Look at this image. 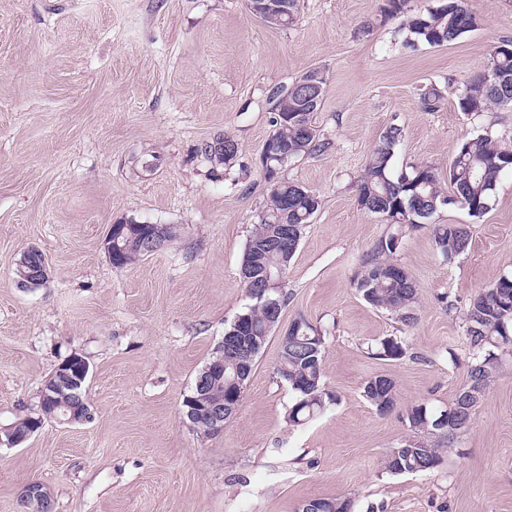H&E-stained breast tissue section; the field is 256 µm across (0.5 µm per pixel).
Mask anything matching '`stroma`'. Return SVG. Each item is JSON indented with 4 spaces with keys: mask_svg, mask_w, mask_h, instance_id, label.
<instances>
[{
    "mask_svg": "<svg viewBox=\"0 0 512 512\" xmlns=\"http://www.w3.org/2000/svg\"><path fill=\"white\" fill-rule=\"evenodd\" d=\"M384 4L301 0L296 23L274 28L247 0H0V426L38 415L43 385L74 353L90 365L92 413L0 446V512H21L33 481L54 512H298L325 497L351 499L352 512H512V354L439 467L392 475L381 465L411 434L402 408L448 404L468 380L463 314L512 271V173L482 218L452 206L401 232L394 259L419 288L414 324L352 284L397 232L356 201L387 126L403 129L398 172L425 164L447 175L457 145L477 135L512 151V107H459L492 47L512 40V0H468L474 31L414 50ZM313 69L327 80L314 122L328 147L281 176L321 207L283 278L281 322L301 315L320 328L334 400L289 424L273 334L237 414L207 438L182 401L249 302L239 266L270 192L259 158L274 130L271 94ZM430 84L442 94L434 112L420 102ZM220 135L239 150L216 166L201 148ZM122 220L179 235L117 267L104 240ZM436 224L469 225V250L446 261ZM32 246L50 274L24 288L16 268ZM387 337L402 341L403 358L370 355ZM380 373L396 383L387 415L363 396Z\"/></svg>",
    "mask_w": 512,
    "mask_h": 512,
    "instance_id": "stroma-1",
    "label": "stroma"
}]
</instances>
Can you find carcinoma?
<instances>
[{"mask_svg":"<svg viewBox=\"0 0 512 512\" xmlns=\"http://www.w3.org/2000/svg\"><path fill=\"white\" fill-rule=\"evenodd\" d=\"M300 0H270L286 3L288 11L268 13L263 22L271 27H288L296 22ZM409 0H388L384 13L403 17V46L416 49L421 44L443 46L454 42L478 26L477 16L467 0H440L423 10L408 8ZM275 130L270 139L287 152V156L270 158L265 168L270 194L265 209L258 216L242 255L240 268L250 272L243 282L251 303L241 313L250 315L252 340L263 348L268 340L265 326L268 312L254 295L255 288H272L270 295L279 299L280 306L288 300L282 291V279L267 283L266 270L288 268L295 257L303 234L321 206L319 195L303 185L279 176L287 163L326 148L320 140L313 116L320 105H311L296 95L294 85L282 86L272 94ZM465 112H483L491 107L512 106V41L494 46L485 69L467 84L460 101ZM403 138V129L395 124L386 127L367 158L364 172L357 182V203L360 209L379 214L390 220L395 217L416 226L424 215H433L446 206L459 205L468 214L480 219L492 208L496 187L501 176L512 171V151L501 149L490 138L476 136L462 141L455 150L448 172L452 192L443 190L439 174L428 165L411 168L398 175L393 173V159ZM202 152L211 162L223 164L233 160L238 144L229 136L218 137L204 144ZM299 227L300 235L288 240L278 250L271 241L279 236L280 225ZM142 226L130 225L121 265L127 266L147 256L149 251L139 242ZM436 249L452 260L469 249L471 236L466 224H436L432 229ZM399 242L390 235L378 242L374 252L362 263L354 279L361 297L376 309L384 310L405 325L416 320L418 288L411 275L396 277L397 263L391 260ZM510 282L506 288L494 286L475 294L464 313V335L472 351L467 390L483 398L487 387L496 378L501 365L500 354L512 350V272L500 276L497 283ZM291 338L280 343L275 373L285 381L293 394L288 407V422L303 425L320 414L333 401L325 388L322 360L325 339L321 330L308 319L299 316ZM377 359H400L405 355L403 344L395 338H384L374 347ZM234 371L224 369V375L210 380L203 407L220 406L232 393L243 395L247 383L235 388ZM363 393L382 414L394 411L397 405L395 381L379 374L366 381ZM458 399L447 405L416 402L407 406L402 416L408 421L414 436L401 444L398 454H385L383 468L392 475L416 474L439 466L451 447L454 434L470 426L474 412H465L453 422H444V412L455 406ZM310 503L322 512H350L352 501L346 498H315Z\"/></svg>","mask_w":512,"mask_h":512,"instance_id":"cac0c4a2","label":"carcinoma"}]
</instances>
